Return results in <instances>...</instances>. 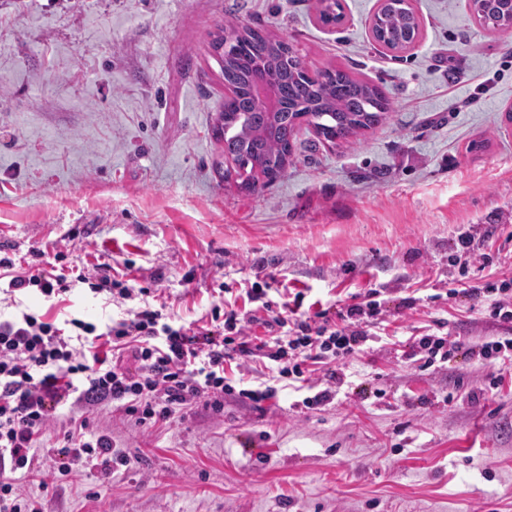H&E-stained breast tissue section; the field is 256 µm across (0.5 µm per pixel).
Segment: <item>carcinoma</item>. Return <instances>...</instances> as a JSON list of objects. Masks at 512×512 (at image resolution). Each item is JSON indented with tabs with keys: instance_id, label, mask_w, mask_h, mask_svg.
<instances>
[{
	"instance_id": "cac0c4a2",
	"label": "carcinoma",
	"mask_w": 512,
	"mask_h": 512,
	"mask_svg": "<svg viewBox=\"0 0 512 512\" xmlns=\"http://www.w3.org/2000/svg\"><path fill=\"white\" fill-rule=\"evenodd\" d=\"M480 24L512 30V0H471ZM319 18L336 25L343 17L341 0H319ZM373 39L400 52L412 47L420 28L411 0H383L372 20ZM230 94L224 97L212 130L224 144V158L235 166L237 187L257 194L283 177L294 154L296 133L304 123L336 144L382 124L391 103L383 90L341 67L307 74L285 40L260 26L226 21L212 43ZM262 82L276 93L279 106H257L253 89Z\"/></svg>"
}]
</instances>
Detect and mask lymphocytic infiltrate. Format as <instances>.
I'll use <instances>...</instances> for the list:
<instances>
[{
    "label": "lymphocytic infiltrate",
    "instance_id": "lymphocytic-infiltrate-1",
    "mask_svg": "<svg viewBox=\"0 0 512 512\" xmlns=\"http://www.w3.org/2000/svg\"><path fill=\"white\" fill-rule=\"evenodd\" d=\"M14 266L11 258L0 257V269L13 272L9 291L34 287L52 298L80 283L91 293L127 304L128 310L124 318L102 327L74 317L63 329L29 312L0 319V512H44L41 499L22 496L15 474L33 466L34 451L44 447L47 426L61 402L88 410L109 403L138 423L165 425L201 400L219 413L228 395L255 404L276 399L279 382L290 378L314 388L313 403H327L336 396L334 387L343 379L348 358L370 339L364 318L379 310L370 299L350 305L347 322L340 326L332 309L303 310L304 296L298 293L272 313L262 337L251 332L254 317L232 307H213L203 326L176 323L148 303L130 308L145 288L116 279L105 262L79 272L55 266L18 273ZM416 348L428 366L460 352L494 365L512 356V338L473 349L442 336H424ZM248 361L263 362L262 387H252L243 376L233 383L226 377V365ZM63 426L60 454L71 464L112 449L111 437L90 430L86 420L71 416Z\"/></svg>",
    "mask_w": 512,
    "mask_h": 512
}]
</instances>
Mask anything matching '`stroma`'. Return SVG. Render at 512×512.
<instances>
[{"label":"stroma","instance_id":"35a3bbf8","mask_svg":"<svg viewBox=\"0 0 512 512\" xmlns=\"http://www.w3.org/2000/svg\"><path fill=\"white\" fill-rule=\"evenodd\" d=\"M418 42L370 31L379 0H0V253L22 269L108 262L177 322L229 301L258 319L304 292L341 308L370 290L380 313L327 404L285 389L261 406L197 404L165 426L104 406L94 429L125 464L57 471L47 431L21 488L45 512H512V364L498 388L478 358L421 369L420 337L468 347L512 336L463 285L512 287V31L470 0H411ZM229 19L283 37L313 71L340 65L382 87L387 120L320 143L303 126L284 177L246 195L211 136L224 81L210 49ZM258 286L265 304L250 303ZM414 300L404 308V300ZM63 323L125 307L76 285L62 301L0 297Z\"/></svg>","mask_w":512,"mask_h":512}]
</instances>
